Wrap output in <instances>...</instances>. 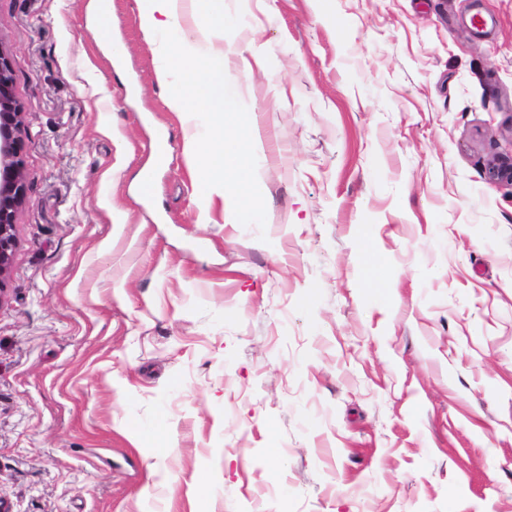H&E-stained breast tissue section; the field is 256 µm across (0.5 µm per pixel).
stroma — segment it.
Segmentation results:
<instances>
[{
	"label": "stroma",
	"mask_w": 512,
	"mask_h": 512,
	"mask_svg": "<svg viewBox=\"0 0 512 512\" xmlns=\"http://www.w3.org/2000/svg\"><path fill=\"white\" fill-rule=\"evenodd\" d=\"M85 5L0 0V500L512 512V0H224L261 227L200 194L137 0L92 67ZM13 74L7 51L0 46V296L7 278L16 239V215L27 202L20 157L25 130L24 112L12 92Z\"/></svg>",
	"instance_id": "1"
}]
</instances>
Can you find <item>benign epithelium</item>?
<instances>
[{"mask_svg":"<svg viewBox=\"0 0 512 512\" xmlns=\"http://www.w3.org/2000/svg\"><path fill=\"white\" fill-rule=\"evenodd\" d=\"M13 74L7 51L0 46V296L7 278L16 239V215L27 202L20 157L25 130L24 112L12 92Z\"/></svg>","mask_w":512,"mask_h":512,"instance_id":"benign-epithelium-1","label":"benign epithelium"}]
</instances>
